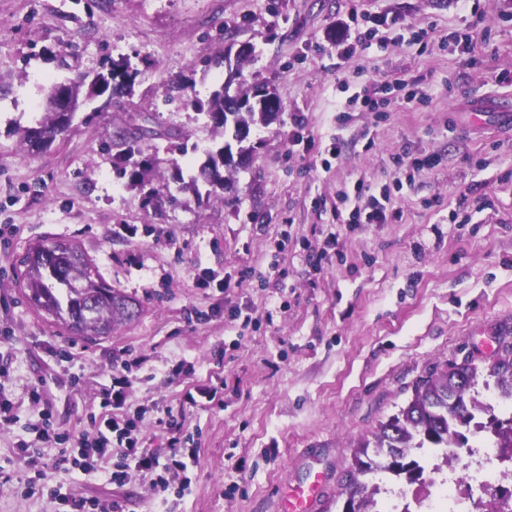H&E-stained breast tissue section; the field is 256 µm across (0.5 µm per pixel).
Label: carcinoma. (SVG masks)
Instances as JSON below:
<instances>
[{"mask_svg":"<svg viewBox=\"0 0 512 512\" xmlns=\"http://www.w3.org/2000/svg\"><path fill=\"white\" fill-rule=\"evenodd\" d=\"M137 74V70L129 69L128 60H113L104 72L92 77L77 75L69 87L70 94L77 100L106 94L128 97ZM191 102L205 114L214 135H229L234 141L259 125H269L278 116L276 111L255 108L226 112L224 90L220 88L212 91L205 102L195 96ZM62 132L58 113L45 111L33 125L22 130V145L33 153L37 151L36 137L52 144ZM137 154L142 151L130 145L115 163L117 174L130 175L134 183L144 178V173L138 171L140 163L134 159ZM203 154L205 160L197 174L188 182L179 181V190L192 192L198 200H222L228 185L212 183L210 174L224 168V146L215 143L206 147ZM18 265L27 300L73 335L107 336L114 324L134 316L126 296L106 284L92 260L70 242L32 243ZM480 383L488 390L506 389L512 396V359L492 364L483 379L477 366L463 364L419 383L409 403L379 424L374 443H365L355 453L341 512H376L377 490L368 481L374 473L396 474L410 481L420 476V463L405 455L403 449L464 447L476 409L487 414L488 429L497 435L502 447L512 448V416H498L493 406L482 404L472 395Z\"/></svg>","mask_w":512,"mask_h":512,"instance_id":"1","label":"carcinoma"}]
</instances>
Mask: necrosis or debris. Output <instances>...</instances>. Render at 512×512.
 Instances as JSON below:
<instances>
[{
    "label": "necrosis or debris",
    "mask_w": 512,
    "mask_h": 512,
    "mask_svg": "<svg viewBox=\"0 0 512 512\" xmlns=\"http://www.w3.org/2000/svg\"><path fill=\"white\" fill-rule=\"evenodd\" d=\"M485 422L483 414H476V436L464 451L466 464L413 448L409 455L423 465L422 479L409 483L394 475L376 477L379 512H512V457L498 448Z\"/></svg>",
    "instance_id": "obj_1"
}]
</instances>
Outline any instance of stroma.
<instances>
[{
  "label": "stroma",
  "mask_w": 512,
  "mask_h": 512,
  "mask_svg": "<svg viewBox=\"0 0 512 512\" xmlns=\"http://www.w3.org/2000/svg\"><path fill=\"white\" fill-rule=\"evenodd\" d=\"M350 0H0V512H69V498L117 502L121 512H284L287 490L324 482L317 512H337L352 450L396 413L414 386L471 361L512 357V128L480 101L512 105V0H482L489 31L472 64L438 45L398 39L364 47L342 29ZM361 9L435 26L464 25L456 0H361ZM252 44L245 85H266L283 108L258 132L250 169L230 171L224 201H148L150 188L190 177L211 130L190 94L224 81L214 64ZM139 75L130 99L84 104L52 148L26 157L18 130L44 109L48 87L119 57ZM426 76L428 102L371 112L351 97L373 79ZM313 136L291 147L295 117ZM171 128L182 150L158 141L162 164L143 184L118 177L123 130ZM344 143L322 168L332 137ZM439 164L402 180L392 157ZM175 165H168V158ZM366 178L389 186L400 217L342 229L340 189ZM466 224L448 221L451 211ZM72 240L105 281L137 303L108 336L77 337L37 313L16 280L30 243ZM283 241L273 251V241ZM277 271L269 282L241 272ZM241 307L243 319L227 316ZM141 360L127 404L143 409L142 446L170 457V422L187 447L185 484L154 488L153 474L123 484L69 469V439L100 414L112 358ZM216 385L214 401L186 403L179 368ZM40 388L32 404L29 392ZM48 413L63 444L33 425ZM39 452L37 468L21 459Z\"/></svg>",
  "instance_id": "obj_1"
}]
</instances>
